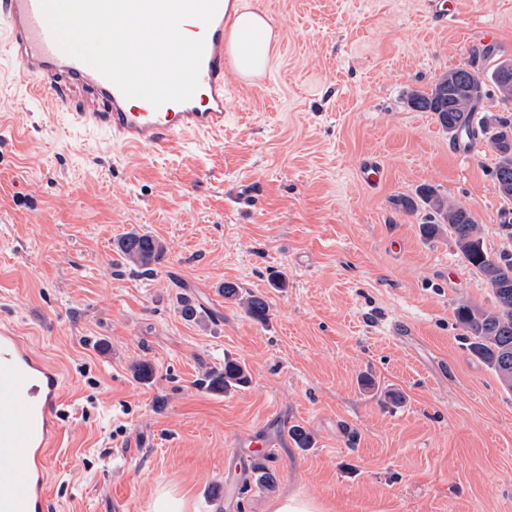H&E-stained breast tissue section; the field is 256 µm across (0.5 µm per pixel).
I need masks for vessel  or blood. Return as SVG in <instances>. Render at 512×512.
<instances>
[{
  "mask_svg": "<svg viewBox=\"0 0 512 512\" xmlns=\"http://www.w3.org/2000/svg\"><path fill=\"white\" fill-rule=\"evenodd\" d=\"M234 0H219L210 23L185 19L204 40L199 86L185 102L153 106L128 98L110 80L56 44L40 0H0V57L28 94L53 95L73 122L107 131L115 145L158 150L190 133L224 128L226 34ZM58 370L10 326L0 327V512H47L49 451L64 434Z\"/></svg>",
  "mask_w": 512,
  "mask_h": 512,
  "instance_id": "vessel-or-blood-1",
  "label": "vessel or blood"
}]
</instances>
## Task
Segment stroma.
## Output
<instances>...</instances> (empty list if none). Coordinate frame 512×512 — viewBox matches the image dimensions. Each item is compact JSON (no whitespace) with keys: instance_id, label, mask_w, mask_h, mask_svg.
<instances>
[{"instance_id":"1","label":"stroma","mask_w":512,"mask_h":512,"mask_svg":"<svg viewBox=\"0 0 512 512\" xmlns=\"http://www.w3.org/2000/svg\"><path fill=\"white\" fill-rule=\"evenodd\" d=\"M249 2L279 34L270 69L230 78L223 132L159 152L74 125L0 63V324L64 380L52 512H152L162 487L182 512H271L291 494L327 512H512V389L456 317L492 290L395 204L431 185L488 250L507 246L494 155L460 153L405 96L512 60V0H455L452 21L443 0ZM131 230L168 247L153 275L116 265ZM227 282L263 296L267 321ZM228 358L248 385L203 387ZM239 460L264 463L266 484L225 485ZM224 296L225 297H235V299H239L240 304L243 305L246 314L257 321H264L268 312V303L263 296L249 294L246 297H242L238 290L237 286L233 283H224Z\"/></svg>"}]
</instances>
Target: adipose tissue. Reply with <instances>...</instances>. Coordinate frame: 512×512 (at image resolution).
<instances>
[{
    "instance_id": "adipose-tissue-1",
    "label": "adipose tissue",
    "mask_w": 512,
    "mask_h": 512,
    "mask_svg": "<svg viewBox=\"0 0 512 512\" xmlns=\"http://www.w3.org/2000/svg\"><path fill=\"white\" fill-rule=\"evenodd\" d=\"M277 35L267 16L241 0L227 34L230 61L235 72L250 79L271 66L272 45Z\"/></svg>"
}]
</instances>
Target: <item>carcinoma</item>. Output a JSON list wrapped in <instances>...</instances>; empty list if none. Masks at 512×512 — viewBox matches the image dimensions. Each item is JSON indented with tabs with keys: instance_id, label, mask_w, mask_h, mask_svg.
Returning <instances> with one entry per match:
<instances>
[{
	"instance_id": "carcinoma-1",
	"label": "carcinoma",
	"mask_w": 512,
	"mask_h": 512,
	"mask_svg": "<svg viewBox=\"0 0 512 512\" xmlns=\"http://www.w3.org/2000/svg\"><path fill=\"white\" fill-rule=\"evenodd\" d=\"M511 69L512 62L504 60L484 73L473 66L457 67L441 74L427 90H412L406 103L418 112H430L443 130L457 138L464 134L483 144H493L506 136L512 138V115L486 112L484 102L488 89L496 90L501 99L512 100V84L501 79L502 69ZM459 82L457 92H448V76ZM498 189L508 188L503 196L512 201V152L497 155L492 169ZM397 204L403 211L423 212L420 231L426 238H435L445 231L454 236V244L464 260L480 273L491 287L495 305L490 309L469 303L459 305L456 315L466 332L470 351L492 369L500 382L512 389V249L490 252L484 247L481 225L472 212L448 201L437 191L422 185L414 197H402ZM121 258L118 266L131 271L150 273L166 257L167 247L159 238L132 230L116 243ZM224 296L241 301L246 314L257 320L266 319L268 303L260 295L241 296L237 286L224 283ZM213 390L230 391L246 386L247 371L235 360L224 361V370L213 371L205 378Z\"/></svg>"
}]
</instances>
